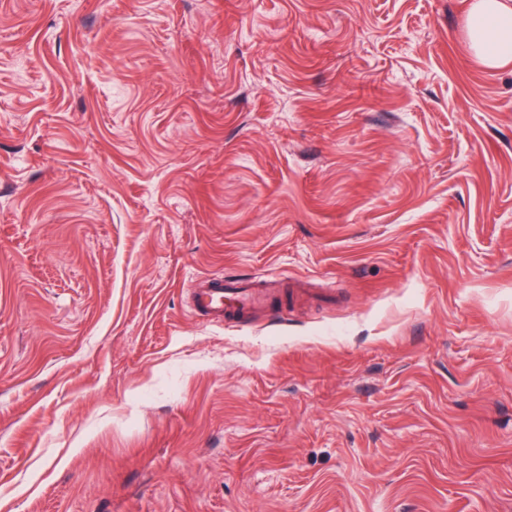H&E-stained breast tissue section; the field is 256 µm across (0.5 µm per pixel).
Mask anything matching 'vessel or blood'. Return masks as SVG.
<instances>
[{"label": "vessel or blood", "instance_id": "b4317fda", "mask_svg": "<svg viewBox=\"0 0 512 512\" xmlns=\"http://www.w3.org/2000/svg\"><path fill=\"white\" fill-rule=\"evenodd\" d=\"M281 295L262 278H208L198 284L192 310L213 322H242L256 312L271 310Z\"/></svg>", "mask_w": 512, "mask_h": 512}]
</instances>
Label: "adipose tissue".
<instances>
[{"label": "adipose tissue", "mask_w": 512, "mask_h": 512, "mask_svg": "<svg viewBox=\"0 0 512 512\" xmlns=\"http://www.w3.org/2000/svg\"><path fill=\"white\" fill-rule=\"evenodd\" d=\"M468 38L487 66L512 63V0H474Z\"/></svg>", "instance_id": "1"}]
</instances>
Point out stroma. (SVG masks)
Returning <instances> with one entry per match:
<instances>
[{"label":"stroma","mask_w":512,"mask_h":512,"mask_svg":"<svg viewBox=\"0 0 512 512\" xmlns=\"http://www.w3.org/2000/svg\"><path fill=\"white\" fill-rule=\"evenodd\" d=\"M471 3L0 0V512H512ZM224 275L333 298L198 318Z\"/></svg>","instance_id":"stroma-1"}]
</instances>
